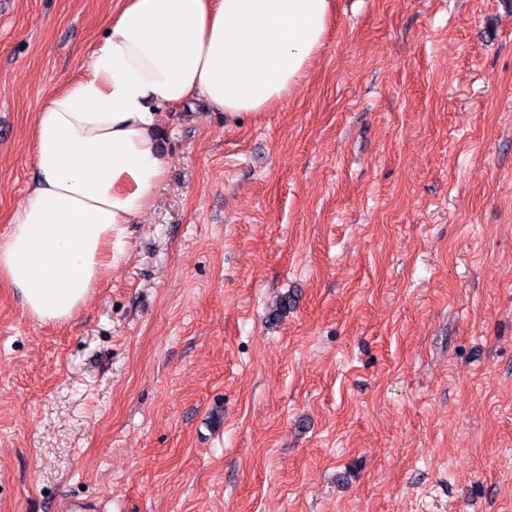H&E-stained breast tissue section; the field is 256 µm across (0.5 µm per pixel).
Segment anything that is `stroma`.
<instances>
[{
    "label": "stroma",
    "instance_id": "35a3bbf8",
    "mask_svg": "<svg viewBox=\"0 0 512 512\" xmlns=\"http://www.w3.org/2000/svg\"><path fill=\"white\" fill-rule=\"evenodd\" d=\"M116 0H0V235ZM79 315L0 283V512H512V0H334L301 90L172 109Z\"/></svg>",
    "mask_w": 512,
    "mask_h": 512
}]
</instances>
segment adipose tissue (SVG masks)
Returning a JSON list of instances; mask_svg holds the SVG:
<instances>
[{"mask_svg":"<svg viewBox=\"0 0 512 512\" xmlns=\"http://www.w3.org/2000/svg\"><path fill=\"white\" fill-rule=\"evenodd\" d=\"M84 73L42 100L34 175L0 237V281L44 323L72 320L167 171V109L236 118L299 89L324 44L332 0H118Z\"/></svg>","mask_w":512,"mask_h":512,"instance_id":"obj_1","label":"adipose tissue"}]
</instances>
